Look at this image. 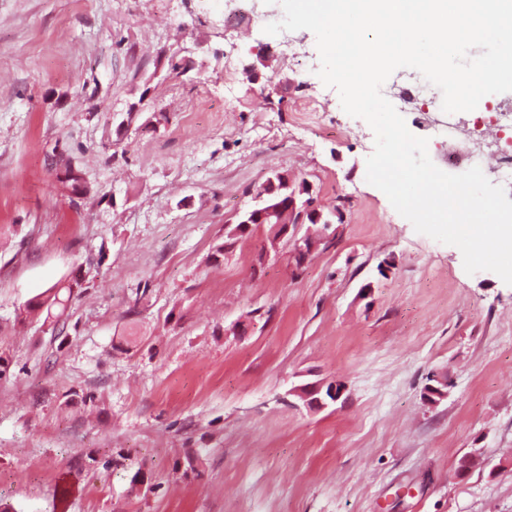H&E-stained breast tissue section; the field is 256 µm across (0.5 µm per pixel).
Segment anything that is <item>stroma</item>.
<instances>
[{"instance_id": "1", "label": "stroma", "mask_w": 512, "mask_h": 512, "mask_svg": "<svg viewBox=\"0 0 512 512\" xmlns=\"http://www.w3.org/2000/svg\"><path fill=\"white\" fill-rule=\"evenodd\" d=\"M0 0V501L13 512H512V285L366 180L375 134L273 53L279 0ZM272 66L247 71L258 53ZM235 76L227 78L224 62ZM179 71H172V63ZM439 169L442 93L400 98ZM314 103L320 124L298 106ZM512 94L462 113L461 140ZM81 170L88 194L61 180ZM283 171L343 222L303 268L225 222ZM74 285L65 322L25 315ZM448 379L424 402L430 376ZM340 379L321 411L293 386ZM479 464L459 473L463 456ZM195 469H186V456Z\"/></svg>"}]
</instances>
